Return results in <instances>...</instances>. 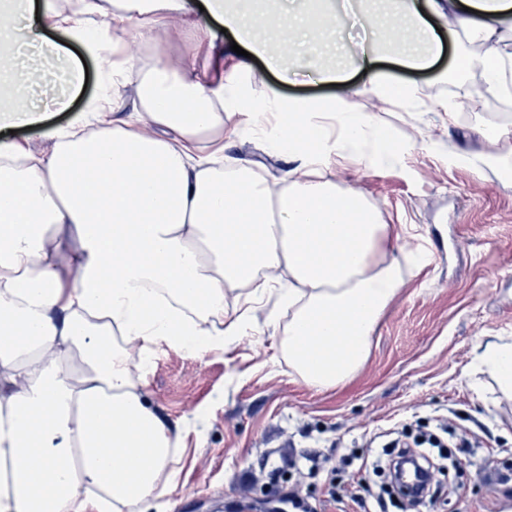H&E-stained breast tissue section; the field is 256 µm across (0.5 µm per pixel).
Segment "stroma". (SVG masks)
I'll use <instances>...</instances> for the list:
<instances>
[{"instance_id":"35a3bbf8","label":"stroma","mask_w":512,"mask_h":512,"mask_svg":"<svg viewBox=\"0 0 512 512\" xmlns=\"http://www.w3.org/2000/svg\"><path fill=\"white\" fill-rule=\"evenodd\" d=\"M354 3L356 17L344 20L325 58L327 66L349 74L337 88L298 57L281 63L277 77L259 61L238 70L241 57L226 33L209 42L161 22L147 39L136 23L111 27L107 11L84 19L94 27L110 25L111 38L121 42L148 43L189 71L223 74L228 85L246 83L257 98L343 95L352 111L376 113L397 140L427 143L394 166L344 160L334 171L339 187L358 189L376 208L389 236L404 246L423 244L432 255L419 274L407 277L375 329L366 361L349 379L318 390L292 374L280 347L287 316L266 323L277 308L273 293L256 313L260 331L234 345L202 357L156 352L145 395L172 428L186 433L179 481L168 493L175 512H272L278 490L297 491L317 512H357L353 503L343 511L328 503L320 474H294L272 490L266 482L299 448L328 456L340 448L377 453V436L423 431L455 446L451 453L434 452V497L423 512H512V398L476 360L479 344L512 339V177L448 161L454 153L493 150L479 132L512 133V109H502L496 97L480 111L467 103V87L480 75L460 68L459 60L481 46L459 28L446 31L444 53L430 68L383 69L415 85L424 101L420 109L376 99L355 59L387 17L368 11L363 0ZM441 100L455 103L454 117L435 110ZM224 126L241 130L227 155L271 181L291 169L287 158L265 149L240 110L226 107Z\"/></svg>"}]
</instances>
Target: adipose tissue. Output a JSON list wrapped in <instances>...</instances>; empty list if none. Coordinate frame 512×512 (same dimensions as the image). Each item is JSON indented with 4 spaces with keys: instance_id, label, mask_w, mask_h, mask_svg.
Here are the masks:
<instances>
[{
    "instance_id": "ef3b65f1",
    "label": "adipose tissue",
    "mask_w": 512,
    "mask_h": 512,
    "mask_svg": "<svg viewBox=\"0 0 512 512\" xmlns=\"http://www.w3.org/2000/svg\"><path fill=\"white\" fill-rule=\"evenodd\" d=\"M305 2L318 17L288 9L285 42L305 49L325 81L342 82L318 57L336 11ZM398 2L405 22L376 30L378 48L426 68L441 52L433 19L451 21L486 47L462 67L481 71L486 94L502 93L497 33L512 0ZM152 8L208 37L210 17H223L255 50L270 20L259 0H209L200 18L188 0H116L112 19ZM48 30L93 57L100 89L86 107L94 129L81 120L53 129L42 155L0 142V512H142L177 482L183 438L133 378L153 349H224L253 330L256 304L276 290L288 311L281 348L302 382L329 389L361 368L405 275L375 208L325 173L337 157L388 164L413 146L343 97L258 101L107 32L88 36L53 0H0V52L11 60L0 69V131L47 119L16 48ZM131 76L134 117H111ZM228 101L270 152L297 158L280 182L220 148L198 156L199 142L223 129ZM230 289L245 292L231 313Z\"/></svg>"
}]
</instances>
